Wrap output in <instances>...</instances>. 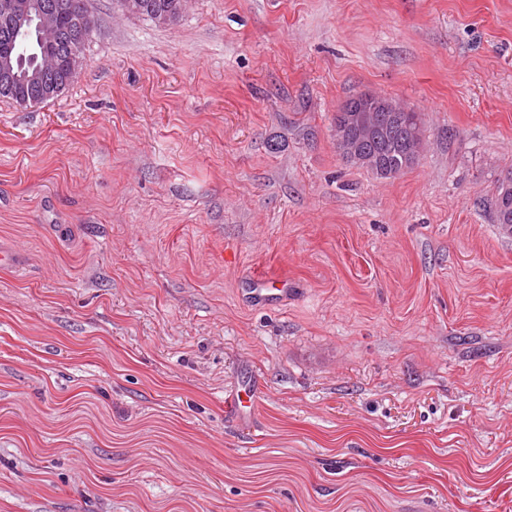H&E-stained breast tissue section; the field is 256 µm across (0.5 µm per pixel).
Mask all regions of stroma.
<instances>
[{"label": "stroma", "mask_w": 512, "mask_h": 512, "mask_svg": "<svg viewBox=\"0 0 512 512\" xmlns=\"http://www.w3.org/2000/svg\"><path fill=\"white\" fill-rule=\"evenodd\" d=\"M88 2L0 100V512H512V0ZM361 92L421 114L398 176L336 147ZM10 0H0V71L5 70L4 66L10 65L15 73L19 64H24L26 71L19 73L18 79L3 81L0 79V99H6L19 105L41 104L52 100L58 96L46 99L44 98V87L49 84H62L67 78L65 84L59 85L58 90H62L67 83L75 80L84 60L74 54L70 58L67 49V40L72 31L79 28V18L84 14L94 16L89 8L87 0H43L52 1L57 5L56 26L57 39L43 43L37 46L35 43L21 35H15L14 31L4 25L2 15V2ZM45 52L55 59L54 70L43 73L36 65H31V53ZM71 59L70 69L68 67ZM3 66V67H2ZM68 72V73H67ZM68 74V77H67ZM25 103V104H24ZM124 3V10L126 14H138L142 8V16L150 19L152 22L164 24L167 21V14L170 16L172 22L178 18L182 13V0H140V5L134 0H117ZM156 12H163L156 14L152 20L151 15ZM166 13V14H165ZM168 22V23H169ZM493 220L505 233H512V169L497 180L493 197ZM281 282L286 285L287 281L276 279L273 281L255 282L247 291V301L256 307H266L288 298V288H268V284ZM277 290L280 293H272ZM254 392L248 386L238 388L230 393L224 402L226 412H231L236 417L251 413Z\"/></svg>", "instance_id": "1"}]
</instances>
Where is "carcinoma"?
Wrapping results in <instances>:
<instances>
[{
  "label": "carcinoma",
  "instance_id": "carcinoma-1",
  "mask_svg": "<svg viewBox=\"0 0 512 512\" xmlns=\"http://www.w3.org/2000/svg\"><path fill=\"white\" fill-rule=\"evenodd\" d=\"M57 5L56 26L60 38L40 46L5 27L0 14V71L9 65L17 71L24 64L19 78L0 79V99L22 104H41L44 87L61 84L67 78L70 53L67 40L79 28V18L90 13L88 0H52ZM142 16L151 18L163 12L174 21L182 13L181 0H140ZM336 130L342 132L347 144L359 155L372 159L383 178L399 175L411 168L418 157L422 119L418 112H377L375 130L363 133L349 122L345 112L336 113ZM493 220L505 233H512V169L497 180L493 197Z\"/></svg>",
  "mask_w": 512,
  "mask_h": 512
}]
</instances>
